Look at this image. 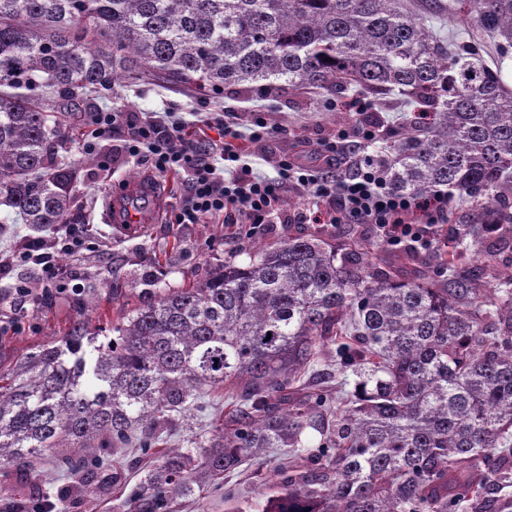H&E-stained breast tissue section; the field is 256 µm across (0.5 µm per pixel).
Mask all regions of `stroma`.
I'll use <instances>...</instances> for the list:
<instances>
[{
  "instance_id": "1",
  "label": "stroma",
  "mask_w": 512,
  "mask_h": 512,
  "mask_svg": "<svg viewBox=\"0 0 512 512\" xmlns=\"http://www.w3.org/2000/svg\"><path fill=\"white\" fill-rule=\"evenodd\" d=\"M431 24L439 34L452 33L480 43L485 59L501 64L502 79L512 86V53L501 56L496 43L473 20L436 12ZM198 97V89L151 80L132 85L118 83L79 104L80 132L88 134V115L101 108L161 117L171 114L195 129L199 126ZM353 97L350 91L335 97L316 90H284L265 97L231 88L211 95L207 108L209 112L220 114L230 105L236 107V118L241 125L254 124L261 117L275 126L274 136L252 149L254 168L272 178L277 174L278 160L289 155L299 157L310 166H324L325 160L316 150L318 143L333 138L338 129L352 127L360 121L359 114L348 107ZM111 152V146L102 142L96 152L80 155L83 170L74 187L72 221L85 229L87 247L77 254L56 257L68 273L69 292L36 306L12 307L2 301L11 281L0 280V315L23 321L22 330L0 335L1 366L15 364L22 356L66 336L78 315H85L95 327H108L117 322L124 301L141 290V274L153 261L161 262L168 282L180 286L203 278L211 266L224 258L246 260L249 248L291 234L319 233L335 245L342 244L352 232L366 242L375 238L374 233L361 224L329 223L322 211L312 215L306 223H291V216L308 207L306 198L292 187L285 190L281 200L285 222L267 225L265 230L250 237L240 234L237 226L226 224L220 216L207 218L200 224H173L165 219L143 228H116L101 220L104 193L115 183L142 176L147 167L126 157L109 166H100V155ZM201 401L204 409L196 413L191 422L180 421L172 426L169 447L182 449L188 440L207 437L211 420L228 412L224 389L207 391ZM135 455V449L130 448L125 454L113 456L112 471L117 480L108 496L82 489L49 461L27 477L0 471V499L20 504L37 488L54 503L64 495L77 500V512H112L113 501L128 496L139 480L138 473L129 464ZM254 481L250 469L240 468L226 478L221 487L205 491L200 498L183 501L180 512H224L225 489L231 487L246 493Z\"/></svg>"
}]
</instances>
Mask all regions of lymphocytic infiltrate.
<instances>
[{
  "instance_id": "lymphocytic-infiltrate-1",
  "label": "lymphocytic infiltrate",
  "mask_w": 512,
  "mask_h": 512,
  "mask_svg": "<svg viewBox=\"0 0 512 512\" xmlns=\"http://www.w3.org/2000/svg\"><path fill=\"white\" fill-rule=\"evenodd\" d=\"M88 122L93 139L87 151H95L97 142L113 140L118 131L127 137L114 149L150 164L158 174L182 170L188 176V191L170 220L175 224H198L212 215H223L225 223L240 224L245 234L273 223L279 202L287 186L301 188L309 200L333 204L331 221L335 224H364L388 244L412 249H434L445 239L437 234L448 216V197L434 194L420 200L394 191L382 166L359 153L369 142L378 140L379 126L362 124L354 130H339L334 139L321 142L319 151L327 163L346 165L345 174L326 173L299 166L293 159L282 158L279 175L267 178L243 162L241 141L259 143L272 135L271 127L243 128L234 119L223 116L207 118V127L216 129L222 140L220 153L187 142L179 123H166L156 115L123 110L90 113ZM86 241L73 224L56 229L50 245L26 242L11 254L0 258V275L16 266H39L41 277L32 282L17 280L9 294L19 303L49 299L65 294L63 270L54 262V253H75Z\"/></svg>"
}]
</instances>
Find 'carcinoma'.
Listing matches in <instances>:
<instances>
[{
    "instance_id": "obj_1",
    "label": "carcinoma",
    "mask_w": 512,
    "mask_h": 512,
    "mask_svg": "<svg viewBox=\"0 0 512 512\" xmlns=\"http://www.w3.org/2000/svg\"><path fill=\"white\" fill-rule=\"evenodd\" d=\"M423 0H0V206L41 229L69 223L78 162L34 92L57 113L84 95L145 76L219 91L281 86L393 93L415 121L388 146L391 187L415 198H485L481 216L437 249H338L288 236L217 264L189 287L143 280L108 331L77 318L60 341L0 368V468L52 458L91 492L112 490L111 453L135 444L159 463L129 512H172L274 448L291 460L227 512H512V291L496 300L485 269L492 221L512 236V89L482 50L429 25ZM466 5L500 49L512 48V0ZM353 377L336 412L304 387L317 350ZM232 409L211 435L164 451L165 433L212 388ZM319 439H309L311 432Z\"/></svg>"
}]
</instances>
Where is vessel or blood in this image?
Wrapping results in <instances>:
<instances>
[{
    "label": "vessel or blood",
    "instance_id": "vessel-or-blood-1",
    "mask_svg": "<svg viewBox=\"0 0 512 512\" xmlns=\"http://www.w3.org/2000/svg\"><path fill=\"white\" fill-rule=\"evenodd\" d=\"M106 201L107 223L128 228L158 223L167 204L156 179L147 175L122 183Z\"/></svg>",
    "mask_w": 512,
    "mask_h": 512
}]
</instances>
